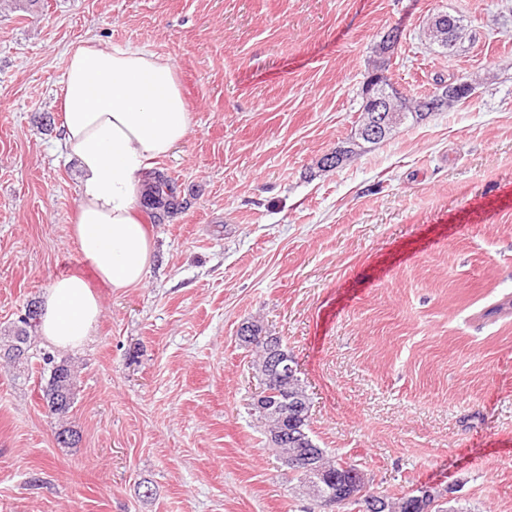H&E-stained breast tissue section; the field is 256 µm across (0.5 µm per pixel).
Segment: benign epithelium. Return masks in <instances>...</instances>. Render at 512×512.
Wrapping results in <instances>:
<instances>
[{"mask_svg": "<svg viewBox=\"0 0 512 512\" xmlns=\"http://www.w3.org/2000/svg\"><path fill=\"white\" fill-rule=\"evenodd\" d=\"M458 94V84H440L433 96L424 100V111L435 112L441 104L451 97H457ZM371 111L374 115L361 130V134L368 139H379L387 134L394 121V113L399 111L398 94L392 90L375 93ZM237 338L246 345L257 339L269 346V358L259 374L261 387L254 395L251 406L263 414L279 416V428L269 436V445L290 446V453L281 457V461L300 476L317 508L321 512H336L343 504L356 502L361 512H391L389 499L370 490V483L361 472L342 484L331 482L329 486H324L325 472L318 465L321 449L314 447L305 434L288 432L290 424L295 429L299 428V418L303 409L298 397L288 387V384L297 378V368L293 366L292 356L281 348L277 337L261 325H241ZM441 497L442 494L434 487L421 486L416 489L414 509L418 512H431Z\"/></svg>", "mask_w": 512, "mask_h": 512, "instance_id": "7a95c632", "label": "benign epithelium"}]
</instances>
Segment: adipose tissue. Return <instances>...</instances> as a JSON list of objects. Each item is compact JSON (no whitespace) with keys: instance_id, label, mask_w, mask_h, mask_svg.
Masks as SVG:
<instances>
[{"instance_id":"ef3b65f1","label":"adipose tissue","mask_w":512,"mask_h":512,"mask_svg":"<svg viewBox=\"0 0 512 512\" xmlns=\"http://www.w3.org/2000/svg\"><path fill=\"white\" fill-rule=\"evenodd\" d=\"M61 100V145L81 173L71 236L109 288L139 286L153 258L142 190L145 173L184 141L189 110L174 65L141 48L71 50ZM100 299L78 276L43 295L39 331L54 347L83 344Z\"/></svg>"}]
</instances>
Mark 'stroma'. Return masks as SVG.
Listing matches in <instances>:
<instances>
[{
	"mask_svg": "<svg viewBox=\"0 0 512 512\" xmlns=\"http://www.w3.org/2000/svg\"><path fill=\"white\" fill-rule=\"evenodd\" d=\"M439 12L463 38L424 35ZM408 95L466 73L464 102L332 171L382 35ZM170 60L185 140L154 168L189 207L151 227L144 284L91 279L78 348L35 338L0 370V512H309L251 412L241 324L279 336L311 436L391 496L512 512V0H37L0 9V336L85 261L80 172L60 146L68 53ZM77 371L52 414L43 355ZM73 431V444L57 440ZM418 492L414 496V507L413 509L420 510L421 512H429L442 497V494L432 486H420L415 490ZM437 504L431 512H444L448 510H440Z\"/></svg>",
	"mask_w": 512,
	"mask_h": 512,
	"instance_id": "obj_1",
	"label": "stroma"
}]
</instances>
